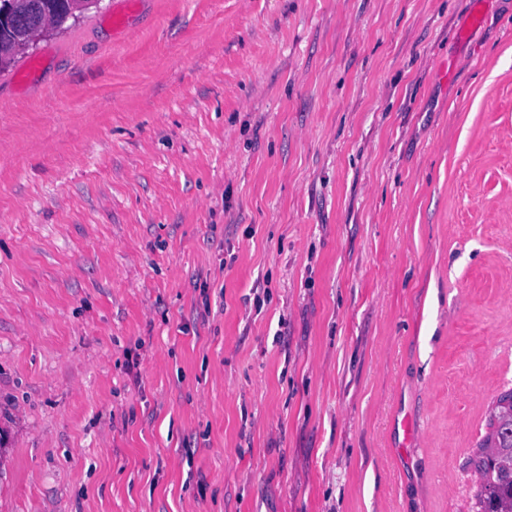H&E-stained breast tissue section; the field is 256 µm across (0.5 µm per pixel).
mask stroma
Returning a JSON list of instances; mask_svg holds the SVG:
<instances>
[{"label": "stroma", "mask_w": 512, "mask_h": 512, "mask_svg": "<svg viewBox=\"0 0 512 512\" xmlns=\"http://www.w3.org/2000/svg\"><path fill=\"white\" fill-rule=\"evenodd\" d=\"M471 2L95 0L0 69V512H479L512 0Z\"/></svg>", "instance_id": "obj_1"}]
</instances>
